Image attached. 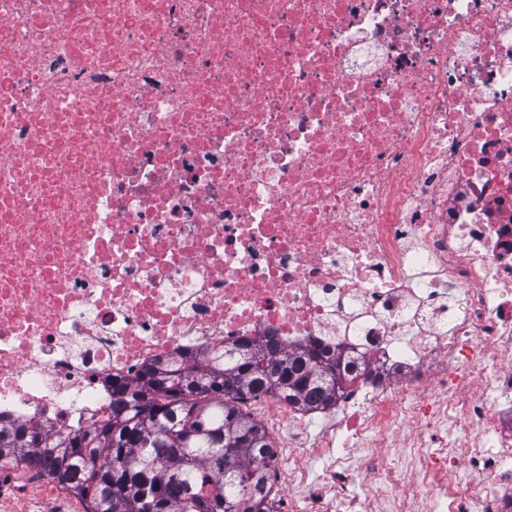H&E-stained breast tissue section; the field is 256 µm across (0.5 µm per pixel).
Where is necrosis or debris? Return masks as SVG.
<instances>
[{
  "mask_svg": "<svg viewBox=\"0 0 512 512\" xmlns=\"http://www.w3.org/2000/svg\"><path fill=\"white\" fill-rule=\"evenodd\" d=\"M243 341L381 367L277 512H512V0H0V423Z\"/></svg>",
  "mask_w": 512,
  "mask_h": 512,
  "instance_id": "4bbe7bcc",
  "label": "necrosis or debris"
}]
</instances>
